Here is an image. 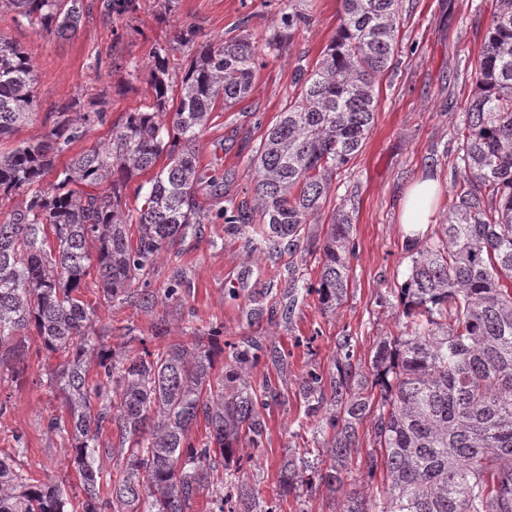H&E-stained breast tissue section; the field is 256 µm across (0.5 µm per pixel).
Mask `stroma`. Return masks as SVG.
Here are the masks:
<instances>
[{"label": "stroma", "instance_id": "1", "mask_svg": "<svg viewBox=\"0 0 512 512\" xmlns=\"http://www.w3.org/2000/svg\"><path fill=\"white\" fill-rule=\"evenodd\" d=\"M131 16L106 18L100 12L83 21L69 39L39 33L16 13L0 9V35L20 44L31 56L37 74L40 106L29 122L0 141V152L23 141L40 139L48 130L56 104H81L108 93L111 119L149 102L143 78L109 69L111 59L136 61L145 68L153 45L165 44L184 23L198 26L208 38L250 36L263 56L249 97L227 108L216 104L200 142L202 181L199 203L219 209L225 199L252 201V159L260 141L296 95L298 69H312L336 32L340 0H139ZM496 0H403L399 52L391 69L376 79L378 105L374 125L357 156L333 181L319 216L302 232L309 249L297 255L268 257L261 241H247L205 224L198 236L187 238L169 254L162 278L174 269L186 271L190 286L184 306L194 312L191 325L199 331L223 328L229 342L252 339L265 356L247 376L253 387L270 383L276 399L265 412L266 433L259 445L241 441L253 462L246 470L255 497L270 512H340L344 496L324 486L299 489L279 499L276 483L283 463L309 448H325L327 439L315 434L316 418L306 417L307 404L299 384L309 371L330 375L339 336L356 338L355 355L369 365L377 343L396 335L400 310L393 288L405 279L410 264L404 251L405 233L398 222L406 189L420 176L438 175L442 197L428 226L435 233L446 223L454 204L452 183L456 143L453 130L465 117L474 88V63L484 44ZM294 8L310 18L280 51L266 44L280 29V16ZM101 69H93L94 60ZM352 213L351 239L356 254L350 259L348 296L335 310L321 311L315 297L300 295L288 304L290 279H315L318 244L328 230L334 210ZM155 315L125 305L99 302L97 328L113 324L132 327L140 338L152 334ZM26 352L20 375L0 371V454L10 453L15 436H22L27 453L22 461L31 476L67 478L69 489L79 487L64 442L46 428L59 413L58 393L44 381L55 358L45 357L36 332L22 339ZM282 363L270 360V353Z\"/></svg>", "mask_w": 512, "mask_h": 512}]
</instances>
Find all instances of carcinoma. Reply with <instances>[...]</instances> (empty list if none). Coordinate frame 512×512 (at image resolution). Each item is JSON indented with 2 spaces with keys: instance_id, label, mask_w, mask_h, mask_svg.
Here are the masks:
<instances>
[{
  "instance_id": "carcinoma-1",
  "label": "carcinoma",
  "mask_w": 512,
  "mask_h": 512,
  "mask_svg": "<svg viewBox=\"0 0 512 512\" xmlns=\"http://www.w3.org/2000/svg\"><path fill=\"white\" fill-rule=\"evenodd\" d=\"M402 0H341L336 35L312 70H299L300 92L256 150L254 204L225 201L224 230L245 236L263 225V242L300 251L301 231L319 215L333 179L360 152L374 123L375 77L398 51ZM35 30L69 39L93 5L84 0H0ZM138 0H102L101 15L130 14ZM308 17L292 11L268 47L278 50ZM190 58L179 89L171 52ZM259 54L246 35L212 41L188 24L173 45L149 51L146 83L153 102L112 123L96 147L56 160L89 130L105 124L111 100L84 108L54 107L35 142L0 155V197L25 201L0 221V368L22 355L33 329L59 359L46 383L61 395V414L47 428L67 441L80 493L62 477L27 475L13 455H0V512H190L206 496V512H273L256 506L245 479L239 440L257 444L268 405L244 377L258 362L253 346L233 348L229 369L214 374L224 332L210 329L184 343L169 340L168 314L156 316L141 349L125 342L126 326L95 329L96 306L84 300L86 278L104 301L151 312L183 302L176 271L163 291L152 288L157 262L197 235L209 217L196 200L199 143L218 101L236 105L251 93ZM29 54L0 36V138L38 110ZM455 206L435 237L410 238L407 276L394 291L400 333L381 340L369 373L353 363L354 337H339L334 369L310 371L302 390L308 412L332 432L327 459H290L280 469L283 495L322 484L346 485L343 463L359 450V426L371 419L369 475L380 471L386 497L350 488L343 512H512V0H496L475 63L474 94L454 130ZM167 163L156 168L160 157ZM56 172V180L45 177ZM139 205L127 207L130 184ZM348 213L339 210L319 247V273L304 285L320 308L347 296L355 253ZM380 388V397L374 389ZM204 422L202 438L192 429ZM116 431L121 468L97 463L99 437ZM223 475H218V470Z\"/></svg>"
}]
</instances>
